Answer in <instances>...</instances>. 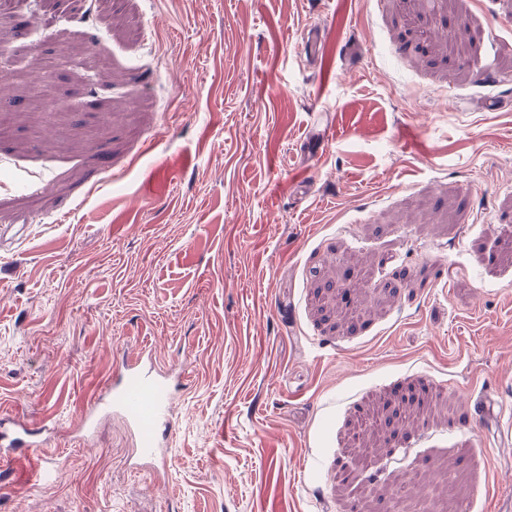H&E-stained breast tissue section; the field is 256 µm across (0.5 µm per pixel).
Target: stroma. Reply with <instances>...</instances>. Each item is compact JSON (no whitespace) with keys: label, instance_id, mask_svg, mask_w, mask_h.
Returning a JSON list of instances; mask_svg holds the SVG:
<instances>
[{"label":"stroma","instance_id":"1","mask_svg":"<svg viewBox=\"0 0 512 512\" xmlns=\"http://www.w3.org/2000/svg\"><path fill=\"white\" fill-rule=\"evenodd\" d=\"M1 28L49 81L0 86V417L49 434L0 512H512V0ZM141 347L182 374L155 472L120 414L82 426Z\"/></svg>","mask_w":512,"mask_h":512}]
</instances>
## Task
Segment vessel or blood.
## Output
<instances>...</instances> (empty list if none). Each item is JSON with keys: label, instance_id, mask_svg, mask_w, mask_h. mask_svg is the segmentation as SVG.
Listing matches in <instances>:
<instances>
[{"label": "vessel or blood", "instance_id": "obj_1", "mask_svg": "<svg viewBox=\"0 0 512 512\" xmlns=\"http://www.w3.org/2000/svg\"><path fill=\"white\" fill-rule=\"evenodd\" d=\"M109 407L129 424L137 439L140 457L166 461L169 450L166 436L177 431L176 402L166 377L152 368L141 366L138 359H128L123 370L112 378V387L98 400L85 404L87 421H94L100 409ZM34 431L19 427L12 438L0 437V467L31 457Z\"/></svg>", "mask_w": 512, "mask_h": 512}]
</instances>
